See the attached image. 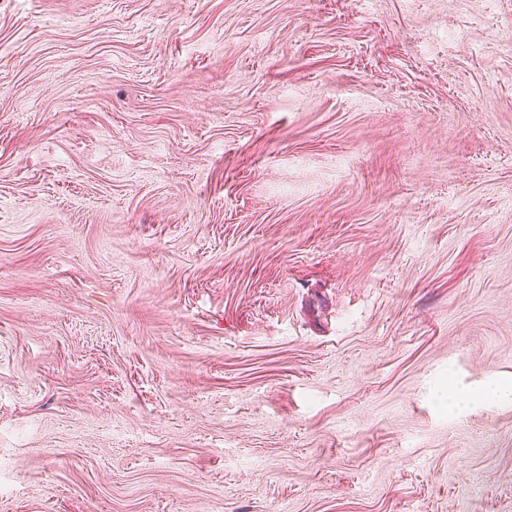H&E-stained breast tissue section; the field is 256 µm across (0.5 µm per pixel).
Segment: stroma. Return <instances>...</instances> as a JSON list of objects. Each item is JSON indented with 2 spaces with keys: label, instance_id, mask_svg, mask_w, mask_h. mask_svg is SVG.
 Wrapping results in <instances>:
<instances>
[{
  "label": "stroma",
  "instance_id": "35a3bbf8",
  "mask_svg": "<svg viewBox=\"0 0 512 512\" xmlns=\"http://www.w3.org/2000/svg\"><path fill=\"white\" fill-rule=\"evenodd\" d=\"M512 0H0V512H512Z\"/></svg>",
  "mask_w": 512,
  "mask_h": 512
}]
</instances>
